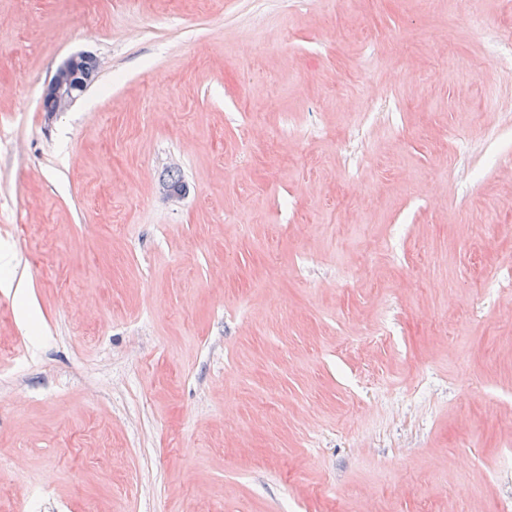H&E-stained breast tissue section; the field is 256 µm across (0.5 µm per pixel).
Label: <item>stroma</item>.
<instances>
[{"instance_id": "1", "label": "stroma", "mask_w": 512, "mask_h": 512, "mask_svg": "<svg viewBox=\"0 0 512 512\" xmlns=\"http://www.w3.org/2000/svg\"><path fill=\"white\" fill-rule=\"evenodd\" d=\"M508 26L0 0V512H512ZM77 52L98 80L47 117Z\"/></svg>"}]
</instances>
